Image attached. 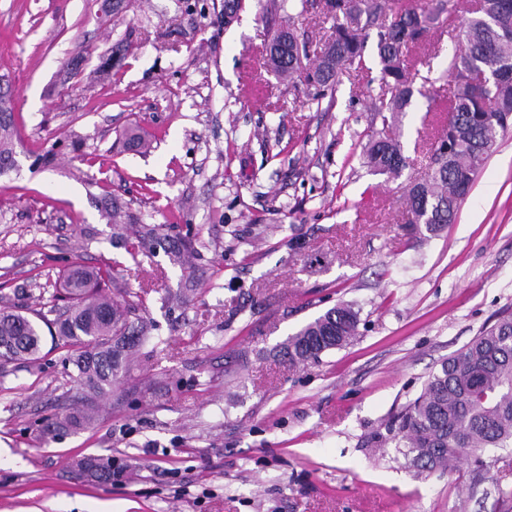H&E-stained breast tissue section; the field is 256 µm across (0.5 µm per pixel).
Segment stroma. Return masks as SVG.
<instances>
[{
	"label": "stroma",
	"mask_w": 512,
	"mask_h": 512,
	"mask_svg": "<svg viewBox=\"0 0 512 512\" xmlns=\"http://www.w3.org/2000/svg\"><path fill=\"white\" fill-rule=\"evenodd\" d=\"M292 27L316 59L334 32L313 0ZM0 0V75L13 86L19 169L0 177V308L49 311L73 266L106 268L109 294L156 327L135 366L98 398L91 427L43 429L83 390L70 350L0 367V512H512V449L417 473L376 432L429 374L512 309V127L501 132L455 223L405 228V197L448 124V89L414 96L391 132L410 166L371 174L363 148L379 65L344 75L331 102L285 83L261 54L273 30L255 7L232 26L224 0ZM466 15L440 19L416 49L442 70ZM121 66L89 73L116 43ZM77 58V75L61 64ZM139 126L150 152L130 151ZM113 201L124 227L104 217ZM161 224L194 249L171 262L140 239ZM340 302L360 323L347 346L289 363L280 344ZM240 360L225 366V351ZM109 455L130 477L79 479Z\"/></svg>",
	"instance_id": "stroma-1"
}]
</instances>
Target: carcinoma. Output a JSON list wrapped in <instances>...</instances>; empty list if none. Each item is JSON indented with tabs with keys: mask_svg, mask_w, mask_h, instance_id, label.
I'll return each mask as SVG.
<instances>
[{
	"mask_svg": "<svg viewBox=\"0 0 512 512\" xmlns=\"http://www.w3.org/2000/svg\"><path fill=\"white\" fill-rule=\"evenodd\" d=\"M246 0H224V26L238 20ZM336 19L334 37L325 42L314 66H303L306 44L285 24L273 31L264 64L279 78L294 81L305 76L314 88L311 101L322 105L335 92L340 77L366 69L364 30L379 16L391 19L378 31L376 55L381 80L390 97L374 105L382 124L381 135L371 139L364 164L374 174L399 177L409 167L400 141L386 129L412 105V85L434 84L420 74L409 51L420 45L423 34L439 17L453 12L448 0H326ZM308 9V0H269L267 21L290 20ZM512 29V0H481L480 10L463 26L461 47L448 55L441 77L452 78L448 94V127L437 138L428 172L408 186V220L429 232L455 222L460 205L469 194L479 170L495 144L496 131L512 122V67L498 62L512 59V40L502 30ZM14 112L0 115V170L15 165ZM105 274L77 266L64 279L69 299L66 310L51 321L39 311L0 309V363H34L43 349L44 333L58 345L77 348L72 359L75 382L87 390L81 410H65L46 427V434L78 430L91 425L92 404L129 373L132 350L152 339L154 325L129 321L132 305L127 299L99 295ZM359 315L341 302L302 326L281 345L292 363L316 361L321 355L346 346L358 334ZM371 443L389 445L407 463L424 473L445 472L465 462L474 471L483 468L488 448H512V313L482 329L429 375L420 395L397 417L386 432ZM78 471L99 483L119 481L124 469L112 457L88 456L76 462Z\"/></svg>",
	"mask_w": 512,
	"mask_h": 512,
	"instance_id": "cac0c4a2",
	"label": "carcinoma"
}]
</instances>
